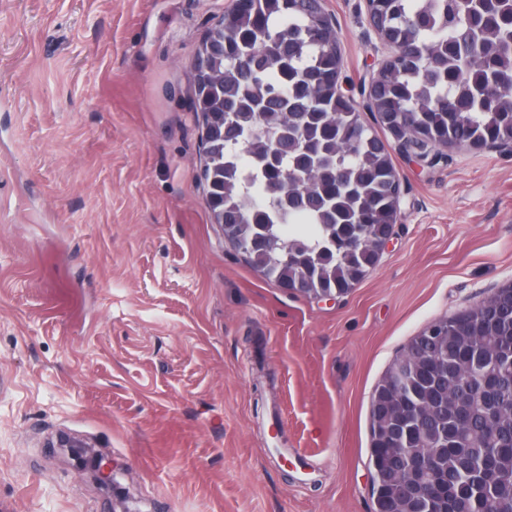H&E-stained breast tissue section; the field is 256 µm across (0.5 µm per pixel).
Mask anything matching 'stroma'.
Segmentation results:
<instances>
[{"mask_svg": "<svg viewBox=\"0 0 512 512\" xmlns=\"http://www.w3.org/2000/svg\"><path fill=\"white\" fill-rule=\"evenodd\" d=\"M356 104L386 50L324 0ZM229 0H0V512H373L371 394L435 320L512 283V154L392 152L379 262L316 300L210 220L196 50ZM57 448H67L69 455L75 458L82 472L89 473L101 487L107 488L113 494L116 486V473L102 455L89 453L86 442L66 435H61L56 442Z\"/></svg>", "mask_w": 512, "mask_h": 512, "instance_id": "stroma-1", "label": "stroma"}]
</instances>
